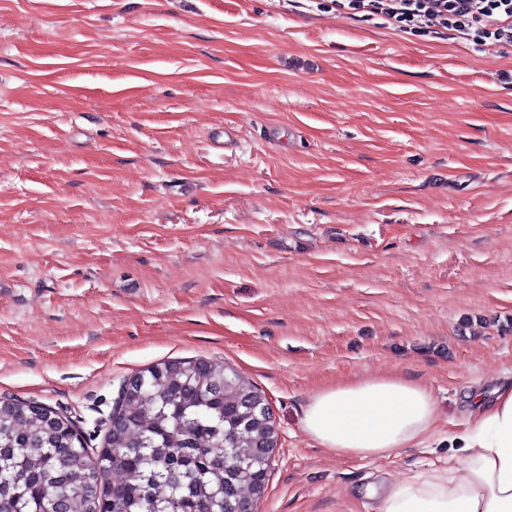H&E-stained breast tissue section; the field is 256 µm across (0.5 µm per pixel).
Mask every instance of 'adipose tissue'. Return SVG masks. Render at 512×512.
I'll return each instance as SVG.
<instances>
[{"label":"adipose tissue","mask_w":512,"mask_h":512,"mask_svg":"<svg viewBox=\"0 0 512 512\" xmlns=\"http://www.w3.org/2000/svg\"><path fill=\"white\" fill-rule=\"evenodd\" d=\"M466 421L449 434L461 467L420 484H384L382 512H512V382L467 397ZM438 420L431 388L395 370L324 387L307 400L305 432L342 458L384 459L422 445Z\"/></svg>","instance_id":"ef3b65f1"}]
</instances>
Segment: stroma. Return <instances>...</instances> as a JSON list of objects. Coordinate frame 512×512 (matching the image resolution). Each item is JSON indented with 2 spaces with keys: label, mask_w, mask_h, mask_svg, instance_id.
<instances>
[{
  "label": "stroma",
  "mask_w": 512,
  "mask_h": 512,
  "mask_svg": "<svg viewBox=\"0 0 512 512\" xmlns=\"http://www.w3.org/2000/svg\"><path fill=\"white\" fill-rule=\"evenodd\" d=\"M234 368L279 433L255 512H381L512 375V45L336 0H0V397L104 443L122 383ZM393 369L420 448L343 460L302 416Z\"/></svg>",
  "instance_id": "1"
}]
</instances>
